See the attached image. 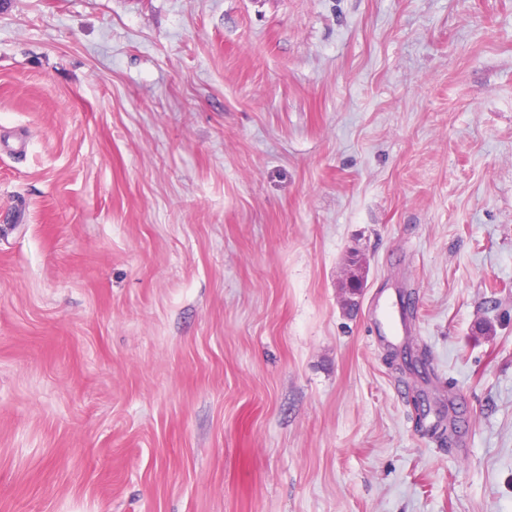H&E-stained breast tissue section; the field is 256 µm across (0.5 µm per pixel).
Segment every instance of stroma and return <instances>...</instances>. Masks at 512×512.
<instances>
[{
	"label": "stroma",
	"instance_id": "1",
	"mask_svg": "<svg viewBox=\"0 0 512 512\" xmlns=\"http://www.w3.org/2000/svg\"><path fill=\"white\" fill-rule=\"evenodd\" d=\"M0 512H512V0H0Z\"/></svg>",
	"mask_w": 512,
	"mask_h": 512
}]
</instances>
